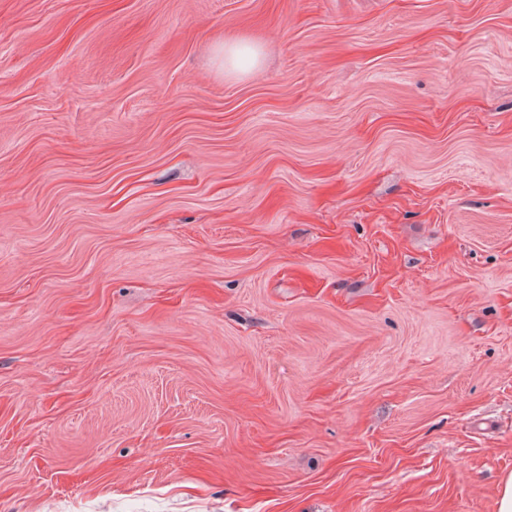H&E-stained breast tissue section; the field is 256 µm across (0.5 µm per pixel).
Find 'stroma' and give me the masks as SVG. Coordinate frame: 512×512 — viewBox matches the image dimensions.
<instances>
[{
    "mask_svg": "<svg viewBox=\"0 0 512 512\" xmlns=\"http://www.w3.org/2000/svg\"><path fill=\"white\" fill-rule=\"evenodd\" d=\"M510 472L512 0H0V512ZM221 54L225 62L235 67H240L245 61L252 64L258 57L257 49L254 46L241 44L239 42L224 44V47L221 49Z\"/></svg>",
    "mask_w": 512,
    "mask_h": 512,
    "instance_id": "35a3bbf8",
    "label": "stroma"
}]
</instances>
